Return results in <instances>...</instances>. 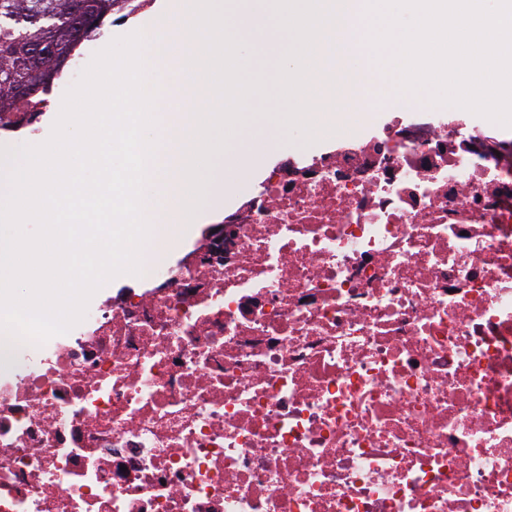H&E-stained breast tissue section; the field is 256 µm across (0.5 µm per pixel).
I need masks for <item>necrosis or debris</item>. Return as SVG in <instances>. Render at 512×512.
<instances>
[{"label":"necrosis or debris","instance_id":"necrosis-or-debris-1","mask_svg":"<svg viewBox=\"0 0 512 512\" xmlns=\"http://www.w3.org/2000/svg\"><path fill=\"white\" fill-rule=\"evenodd\" d=\"M224 222L229 251L9 351L0 512H512L500 140L396 121Z\"/></svg>","mask_w":512,"mask_h":512}]
</instances>
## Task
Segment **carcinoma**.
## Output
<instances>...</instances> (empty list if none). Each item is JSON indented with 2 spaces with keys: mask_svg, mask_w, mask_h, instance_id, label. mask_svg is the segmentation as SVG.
Returning a JSON list of instances; mask_svg holds the SVG:
<instances>
[{
  "mask_svg": "<svg viewBox=\"0 0 512 512\" xmlns=\"http://www.w3.org/2000/svg\"><path fill=\"white\" fill-rule=\"evenodd\" d=\"M95 23L118 9L122 0H0V111L29 104L13 87L28 78L30 90L47 85L57 69L73 54L79 41L73 37L75 2ZM51 47L48 56L29 65L37 45Z\"/></svg>",
  "mask_w": 512,
  "mask_h": 512,
  "instance_id": "cac0c4a2",
  "label": "carcinoma"
}]
</instances>
